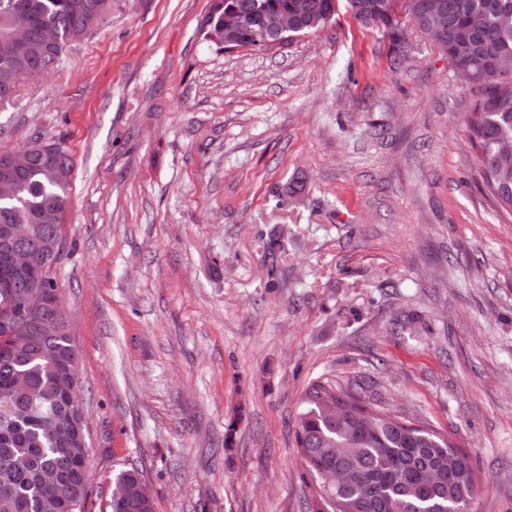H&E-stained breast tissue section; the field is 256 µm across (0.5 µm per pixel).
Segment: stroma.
I'll use <instances>...</instances> for the list:
<instances>
[{
    "instance_id": "obj_1",
    "label": "stroma",
    "mask_w": 512,
    "mask_h": 512,
    "mask_svg": "<svg viewBox=\"0 0 512 512\" xmlns=\"http://www.w3.org/2000/svg\"><path fill=\"white\" fill-rule=\"evenodd\" d=\"M214 0H112L0 110V150L64 139L52 277L78 353L87 512L136 464L157 512H308L305 391L451 436L473 512H512V217L482 185L448 55L340 11L220 51ZM235 420L234 453L224 428Z\"/></svg>"
}]
</instances>
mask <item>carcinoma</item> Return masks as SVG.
<instances>
[{
  "instance_id": "obj_1",
  "label": "carcinoma",
  "mask_w": 512,
  "mask_h": 512,
  "mask_svg": "<svg viewBox=\"0 0 512 512\" xmlns=\"http://www.w3.org/2000/svg\"><path fill=\"white\" fill-rule=\"evenodd\" d=\"M341 0H222L205 21L207 38L216 48L224 44V17L246 18L233 32L237 45L259 48L256 35L278 15H298L293 35L326 27L338 15ZM425 0H346L345 8L365 26L383 29L390 39L393 64L401 63L406 25L432 30L441 49L473 74L476 96L469 119L478 149L479 173L500 212L512 215V0H446L448 11L437 17L423 8ZM112 0H0V39L24 32L23 51L16 71L0 64V107L14 98L19 83L35 80L48 60L59 63L65 48L81 40ZM53 31L55 44H43V32ZM37 137L26 148L28 164L16 172L18 194L0 200V228L20 224L24 233L16 245L34 259L41 242L57 231L65 236L64 219L70 206L73 158L62 139L45 155ZM57 289L51 275L38 282L20 279L0 289V512H60L55 490L47 478L66 479L88 498L87 462L82 449L61 444L47 422L61 426L69 417L62 398L61 365L78 368L70 329L55 327L38 336L30 329L47 322L40 297ZM295 447L313 477L325 469L345 470L351 481L334 489L337 499L358 512H471L479 485L471 457L447 436L378 410L353 391L321 383L305 392L297 414ZM457 475L427 488L423 473H448V459ZM143 470L125 466L113 477L136 485ZM332 496V497H334ZM323 492L313 512L334 507ZM101 512H156L151 497L139 493L124 504L106 502Z\"/></svg>"
}]
</instances>
